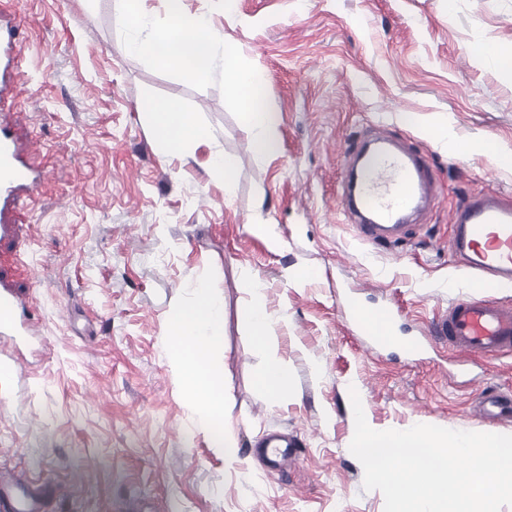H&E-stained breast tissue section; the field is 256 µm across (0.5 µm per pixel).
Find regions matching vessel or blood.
<instances>
[{"label":"vessel or blood","instance_id":"b4317fda","mask_svg":"<svg viewBox=\"0 0 512 512\" xmlns=\"http://www.w3.org/2000/svg\"><path fill=\"white\" fill-rule=\"evenodd\" d=\"M14 19L0 15V93L12 85L24 45ZM44 173L27 163L12 123L0 114V211L20 196L36 194ZM341 205L356 220L361 236L372 242L405 236L417 216L435 204L439 188L429 151L399 141L375 138L364 142L345 170ZM449 244L484 283L512 290V200L490 190L468 197L453 208ZM0 279V335L16 327V308L31 303ZM435 332L449 347L487 357L512 351V306L464 296L435 322ZM483 414L512 415V396L496 393L483 399ZM0 505L8 512H40L42 493L25 472L0 476Z\"/></svg>","mask_w":512,"mask_h":512}]
</instances>
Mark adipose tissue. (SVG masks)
<instances>
[{"label":"adipose tissue","mask_w":512,"mask_h":512,"mask_svg":"<svg viewBox=\"0 0 512 512\" xmlns=\"http://www.w3.org/2000/svg\"><path fill=\"white\" fill-rule=\"evenodd\" d=\"M158 127L154 146L159 154L193 152L207 136L191 113L167 106L154 114ZM224 305L219 297L199 288L193 310L179 311L169 320V344L180 380L198 404L204 427L224 417V376L212 358L223 337Z\"/></svg>","instance_id":"ef3b65f1"}]
</instances>
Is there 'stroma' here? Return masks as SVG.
I'll use <instances>...</instances> for the list:
<instances>
[{
	"label": "stroma",
	"instance_id": "1",
	"mask_svg": "<svg viewBox=\"0 0 512 512\" xmlns=\"http://www.w3.org/2000/svg\"><path fill=\"white\" fill-rule=\"evenodd\" d=\"M119 0H0L25 38L7 110L24 157L45 168L38 194L9 213L0 276L21 292L36 335L0 337L26 364L1 376L0 469L49 485L42 512H384L352 454L350 394L380 430L429 424L512 432L480 416L484 393L512 394V354L471 361L434 331L456 298L489 296L450 250V213L493 188L512 196V0H183L210 18L264 77L280 150L261 158L251 129L218 87L148 68L124 47ZM193 113L208 137L195 154L156 153L152 107ZM448 126L457 151L435 130ZM432 153L440 198L398 244L363 243L340 209L343 161L370 136ZM232 155V190L205 163ZM271 225L274 242L250 234ZM313 270L297 283L286 271ZM463 286L449 287L452 275ZM259 276L270 348L241 321ZM205 284L224 302L221 429L240 460L226 465L169 349L170 316ZM393 309L392 341L374 348L346 318L349 297ZM423 346L409 358L406 346ZM293 383H259L269 355ZM287 433L294 454L269 469L254 445Z\"/></svg>",
	"mask_w": 512,
	"mask_h": 512
}]
</instances>
